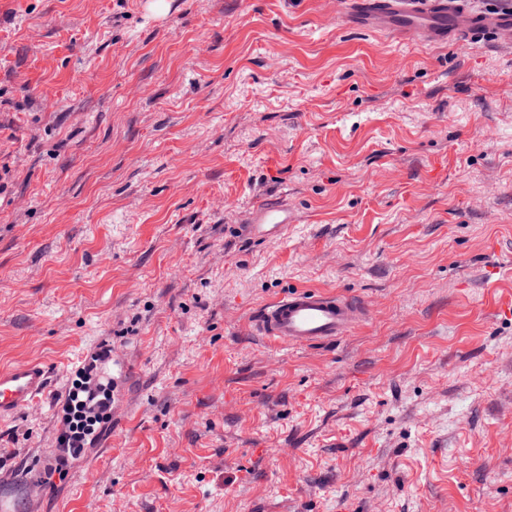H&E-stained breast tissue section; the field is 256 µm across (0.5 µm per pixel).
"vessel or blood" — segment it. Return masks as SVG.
Masks as SVG:
<instances>
[{
	"mask_svg": "<svg viewBox=\"0 0 512 512\" xmlns=\"http://www.w3.org/2000/svg\"><path fill=\"white\" fill-rule=\"evenodd\" d=\"M468 0H341L340 14L350 28L365 32L399 29L410 41L444 44L449 38H470L488 31L512 37V8L492 13L477 12ZM287 204L257 207L253 223L263 227V239L273 243L288 230ZM365 318L363 305L335 291L296 288L259 308L253 316L255 329L275 345L327 344L348 335ZM99 377L111 380L113 395H120L131 368L113 358L108 344L95 346ZM53 369L42 362H20L0 367V423L35 406L52 393Z\"/></svg>",
	"mask_w": 512,
	"mask_h": 512,
	"instance_id": "1",
	"label": "vessel or blood"
}]
</instances>
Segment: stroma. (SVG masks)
Here are the masks:
<instances>
[{
  "label": "stroma",
  "instance_id": "stroma-1",
  "mask_svg": "<svg viewBox=\"0 0 512 512\" xmlns=\"http://www.w3.org/2000/svg\"><path fill=\"white\" fill-rule=\"evenodd\" d=\"M0 0V366H131L59 477L0 424L19 512H512V42L345 27L337 0ZM287 201L276 244L258 204ZM362 303L331 346L250 323ZM364 318L363 305L339 292L296 288L259 308L252 322L272 344L308 346L334 342Z\"/></svg>",
  "mask_w": 512,
  "mask_h": 512
}]
</instances>
